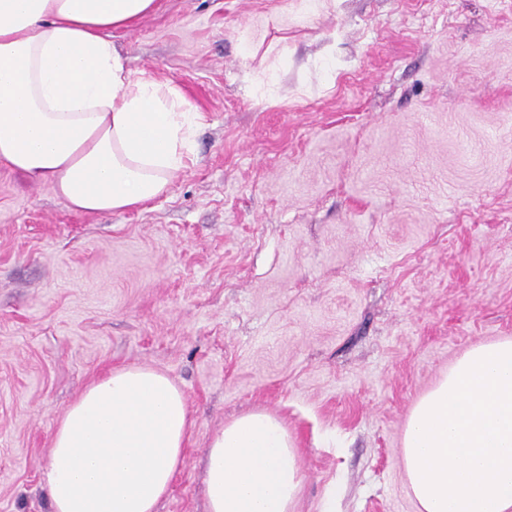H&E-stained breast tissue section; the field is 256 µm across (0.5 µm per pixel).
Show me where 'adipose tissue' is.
Here are the masks:
<instances>
[{"instance_id":"adipose-tissue-1","label":"adipose tissue","mask_w":512,"mask_h":512,"mask_svg":"<svg viewBox=\"0 0 512 512\" xmlns=\"http://www.w3.org/2000/svg\"><path fill=\"white\" fill-rule=\"evenodd\" d=\"M157 0H0V164L71 209L145 207L190 158L197 113L130 70L112 32ZM187 399L165 373L115 368L63 413L43 472L53 512H155L183 462ZM419 512H512V339L465 351L412 407L401 448ZM301 461L255 410L205 450L208 512H293Z\"/></svg>"}]
</instances>
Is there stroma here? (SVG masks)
Segmentation results:
<instances>
[{"mask_svg": "<svg viewBox=\"0 0 512 512\" xmlns=\"http://www.w3.org/2000/svg\"><path fill=\"white\" fill-rule=\"evenodd\" d=\"M291 2L159 0L113 32L203 116L145 208L80 213L0 164V512H52L61 416L130 365L193 419L157 512H207L209 439L255 409L296 442L295 512L334 486L336 512H417L411 407L512 339V0Z\"/></svg>", "mask_w": 512, "mask_h": 512, "instance_id": "stroma-1", "label": "stroma"}]
</instances>
